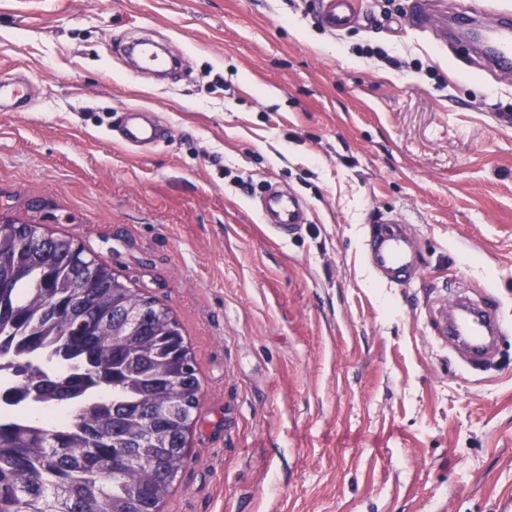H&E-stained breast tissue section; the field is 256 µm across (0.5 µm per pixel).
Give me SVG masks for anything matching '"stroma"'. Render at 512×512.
Masks as SVG:
<instances>
[{
    "label": "stroma",
    "instance_id": "obj_1",
    "mask_svg": "<svg viewBox=\"0 0 512 512\" xmlns=\"http://www.w3.org/2000/svg\"><path fill=\"white\" fill-rule=\"evenodd\" d=\"M411 3L334 32L314 0H0V76L33 91L0 111V223L71 236L196 365L161 512H512V334L470 375L437 331L458 295L512 324V74ZM135 39L184 73L129 72ZM127 106L160 142L122 143ZM269 183L309 210L285 239ZM389 217L417 250L401 286L366 259Z\"/></svg>",
    "mask_w": 512,
    "mask_h": 512
}]
</instances>
